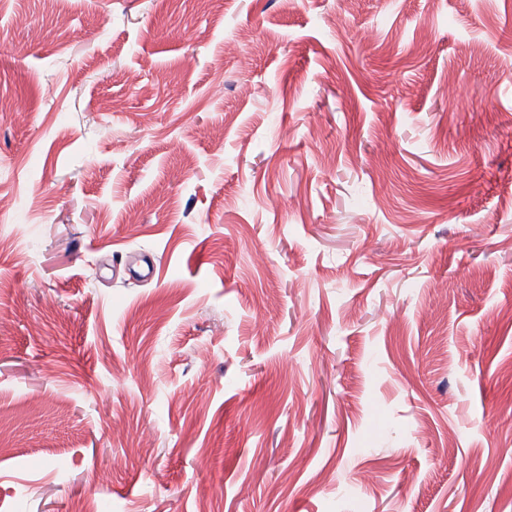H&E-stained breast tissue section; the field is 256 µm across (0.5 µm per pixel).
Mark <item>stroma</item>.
<instances>
[{"mask_svg": "<svg viewBox=\"0 0 512 512\" xmlns=\"http://www.w3.org/2000/svg\"><path fill=\"white\" fill-rule=\"evenodd\" d=\"M0 187V512H512V0H0Z\"/></svg>", "mask_w": 512, "mask_h": 512, "instance_id": "35a3bbf8", "label": "stroma"}]
</instances>
